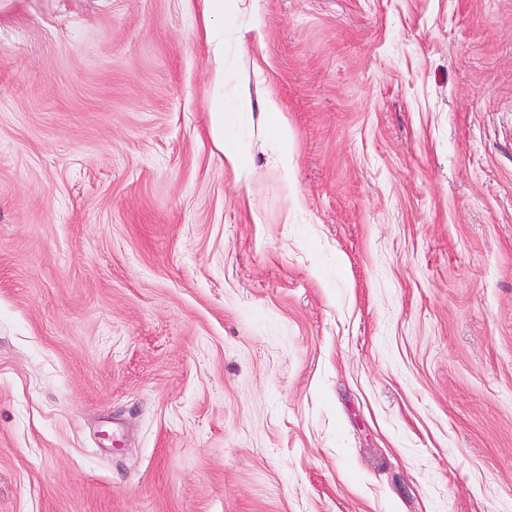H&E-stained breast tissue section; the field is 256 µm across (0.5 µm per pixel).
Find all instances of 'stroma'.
Returning a JSON list of instances; mask_svg holds the SVG:
<instances>
[{"label": "stroma", "instance_id": "1", "mask_svg": "<svg viewBox=\"0 0 512 512\" xmlns=\"http://www.w3.org/2000/svg\"><path fill=\"white\" fill-rule=\"evenodd\" d=\"M224 4L248 186L198 0H0V512H512V0ZM204 35L210 48L214 66L213 81L209 97L210 131L216 145L224 152V157L239 170L246 184L251 172L244 161L245 145L232 132L238 115L242 112H229L224 100L226 84L224 64V0H202Z\"/></svg>", "mask_w": 512, "mask_h": 512}]
</instances>
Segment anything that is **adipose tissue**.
<instances>
[{
	"mask_svg": "<svg viewBox=\"0 0 512 512\" xmlns=\"http://www.w3.org/2000/svg\"><path fill=\"white\" fill-rule=\"evenodd\" d=\"M202 5L204 35L214 66L208 105L211 135L225 158L239 170L241 177L247 180L250 179L251 172L244 161V145L232 132L238 115L228 110L224 100V0H202Z\"/></svg>",
	"mask_w": 512,
	"mask_h": 512,
	"instance_id": "1",
	"label": "adipose tissue"
}]
</instances>
